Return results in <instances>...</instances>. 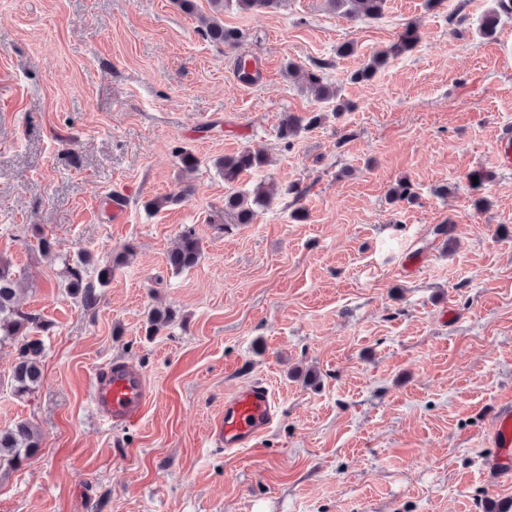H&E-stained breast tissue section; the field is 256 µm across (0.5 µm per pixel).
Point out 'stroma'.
Returning a JSON list of instances; mask_svg holds the SVG:
<instances>
[{
  "mask_svg": "<svg viewBox=\"0 0 512 512\" xmlns=\"http://www.w3.org/2000/svg\"><path fill=\"white\" fill-rule=\"evenodd\" d=\"M176 0H0V253L20 304L53 325L43 380L14 397L0 348V428L36 425L42 450L0 474V512H500L512 481L489 480L490 417L512 399V170L494 162L512 128V14L481 35L497 0H387L350 21L327 0L243 12L238 46L207 41ZM461 18L460 27L449 17ZM417 46L351 82L406 24ZM352 42L354 54L336 48ZM261 78L240 83L239 58ZM325 62L350 110L283 74ZM324 115L291 144L288 114ZM250 149L268 165L227 185L218 158ZM198 159L182 170L181 152ZM488 173L481 190L469 176ZM300 184L250 224L232 191ZM408 182L411 204L388 192ZM191 192L161 210L153 198ZM123 198L126 221L112 209ZM62 258L104 261L125 246L95 309L66 292ZM191 226L192 268L167 253ZM175 312L146 336L149 309ZM143 373V421L102 426L96 373ZM264 381L277 412L256 446L213 437L224 400Z\"/></svg>",
  "mask_w": 512,
  "mask_h": 512,
  "instance_id": "obj_1",
  "label": "stroma"
}]
</instances>
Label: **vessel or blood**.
I'll return each mask as SVG.
<instances>
[{
    "label": "vessel or blood",
    "instance_id": "vessel-or-blood-1",
    "mask_svg": "<svg viewBox=\"0 0 512 512\" xmlns=\"http://www.w3.org/2000/svg\"><path fill=\"white\" fill-rule=\"evenodd\" d=\"M93 405L98 417L109 423H134L144 416L150 394L142 374L124 365L96 377ZM276 400L268 385L256 384L224 400V417L214 435L228 449L247 448L267 430L275 415ZM488 438L495 450L487 470L500 478L512 477V401L502 403L493 415Z\"/></svg>",
    "mask_w": 512,
    "mask_h": 512
}]
</instances>
